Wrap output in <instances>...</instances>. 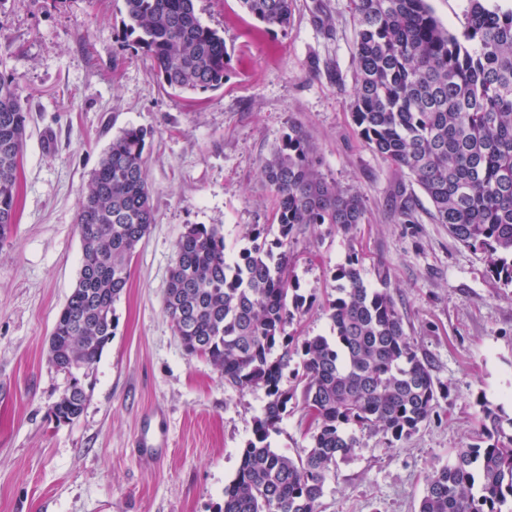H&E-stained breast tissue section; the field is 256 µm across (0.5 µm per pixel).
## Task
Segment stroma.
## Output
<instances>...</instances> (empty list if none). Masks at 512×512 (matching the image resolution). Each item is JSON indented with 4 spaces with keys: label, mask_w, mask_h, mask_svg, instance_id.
Returning a JSON list of instances; mask_svg holds the SVG:
<instances>
[{
    "label": "stroma",
    "mask_w": 512,
    "mask_h": 512,
    "mask_svg": "<svg viewBox=\"0 0 512 512\" xmlns=\"http://www.w3.org/2000/svg\"><path fill=\"white\" fill-rule=\"evenodd\" d=\"M230 54L223 87L176 94L133 44L124 0H0V75L18 78L29 114L17 222L0 242V512H224V488L267 397L235 390L191 357L164 310L168 272L189 224H216L228 252L272 221L261 160L290 126L304 128L321 169L367 207L356 242L307 228L288 270L310 302L293 336L329 335L333 272L351 250L370 287L388 283L407 333L432 364L438 404L411 438L387 445L359 433L354 455L326 482L321 512H418L426 477L479 428V405L512 414V287H496L482 252L434 223L410 175L373 152L353 123L356 27L348 0H294L287 29L270 28L239 0H194ZM149 131L145 156L155 222L114 304L98 361L80 371L81 416L51 410L70 385L48 359L51 329L79 275V201L113 137ZM412 223L394 208L399 189ZM292 392L271 448L309 445L302 387ZM162 427L166 445L137 460L135 436Z\"/></svg>",
    "instance_id": "stroma-1"
}]
</instances>
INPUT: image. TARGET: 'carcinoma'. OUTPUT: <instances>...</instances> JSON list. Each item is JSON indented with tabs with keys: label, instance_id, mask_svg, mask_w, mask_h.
I'll return each mask as SVG.
<instances>
[{
	"label": "carcinoma",
	"instance_id": "cac0c4a2",
	"mask_svg": "<svg viewBox=\"0 0 512 512\" xmlns=\"http://www.w3.org/2000/svg\"><path fill=\"white\" fill-rule=\"evenodd\" d=\"M259 22L286 29L293 0H239ZM126 24L171 90L224 85V37L204 25L194 0H124ZM357 29L353 122L365 144L414 178L433 219L462 245L490 256L492 277L512 285V10L468 0L460 34L448 31L427 0H350ZM29 113L14 77L0 75V241L17 220L18 168ZM148 131L129 127L112 139L79 203L82 241L75 288L49 341V361L71 378L53 406L58 421L84 411L76 374L95 364L113 334V304L130 278L133 256L155 222L146 177ZM274 196L273 223L251 230V246L228 256L216 224H188L177 244L164 299L174 334L239 391L262 388L268 401L254 420L224 512H319L339 460L354 454L358 431L388 444L407 439L434 412L438 387L429 359L406 333L387 277L369 287L351 248L336 268L330 336L300 345L303 408L310 442L292 459L268 443L293 393L281 383L294 337L287 327L307 311L292 287L291 244L304 227L328 224L350 243L365 223L361 195L320 170L315 146L298 125L260 163ZM273 239H268V236ZM282 348L272 358L276 347ZM512 498V418L480 404L472 443L428 476L418 512H502Z\"/></svg>",
	"mask_w": 512,
	"mask_h": 512
}]
</instances>
